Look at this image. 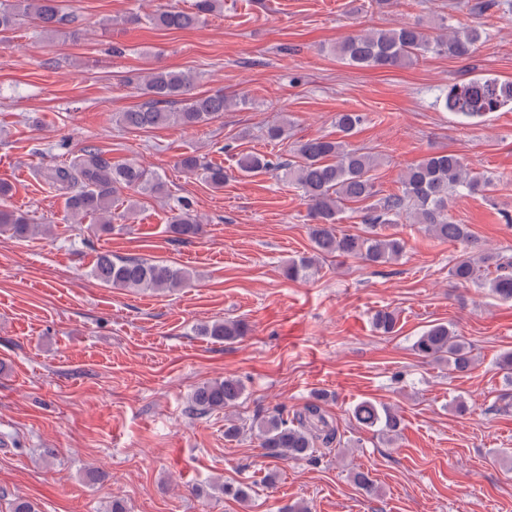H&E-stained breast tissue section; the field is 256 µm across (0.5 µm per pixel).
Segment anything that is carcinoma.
<instances>
[{
    "label": "carcinoma",
    "instance_id": "cac0c4a2",
    "mask_svg": "<svg viewBox=\"0 0 512 512\" xmlns=\"http://www.w3.org/2000/svg\"><path fill=\"white\" fill-rule=\"evenodd\" d=\"M221 7L220 0H195L193 11H162L150 21L169 30H182L200 23ZM28 14L46 34L61 33L78 37L77 18L62 6V0H0V34L14 30L18 16ZM482 31L476 27L450 28L435 33L419 24H403L396 28L354 31L336 45V55L343 61L363 68H387L418 61L428 54L447 53L458 59L471 58L481 42ZM147 102L124 112L112 114V121L127 129H147L170 123L195 128L224 114L237 101L217 91L206 95L192 93L195 80L189 72L156 68L137 78ZM512 106V81L496 77L475 76L448 86L444 107L466 119H474ZM366 121L361 112L336 113V137L312 138L293 149L294 159L274 166L260 153H247L238 160L244 176L275 170L302 189L313 224L309 225L312 250L318 255L357 259L370 267L398 260L407 241L386 229L398 224H419L433 237L461 247L449 275L460 284L478 288L488 285L493 295L512 301V249L492 253L479 252L466 224H457L448 216L451 196L478 194L491 185L485 173L475 172L466 158L455 152L432 153L410 166L402 179L401 191L389 194L361 210L363 233H344L336 228L342 206L377 196L370 176L376 159L348 143V138ZM180 166L199 175L212 187H224V169L213 166L199 156L186 155ZM56 190L66 195V208L71 217H91L112 228V205L122 199L126 190L137 194L163 191L160 177L135 163L114 164L94 146L83 148L70 161L40 172ZM171 232L180 241L198 235L200 223L183 204L171 218ZM39 231L24 215L0 207V234L28 238ZM314 258L290 259L282 266L289 281L309 278ZM91 275L106 286L137 290H174L190 285L193 274L173 263L152 262L139 258L98 257ZM398 316L388 308L377 310L372 323L384 335L396 332ZM200 336L227 344L248 334L242 320H214L196 327ZM415 354L424 360L443 362L448 370L468 372L473 364L470 347L448 324L429 325L412 344ZM245 391L243 383L226 377L197 387L190 396V412L206 416L237 406ZM328 394L316 392L301 408L288 414L276 408L253 425L264 455L283 462L309 460L322 448L341 443L337 426L324 410ZM352 416L367 429L388 437L395 435L400 417L391 407L362 401L354 406ZM225 496L246 503L251 487L221 483Z\"/></svg>",
    "mask_w": 512,
    "mask_h": 512
}]
</instances>
